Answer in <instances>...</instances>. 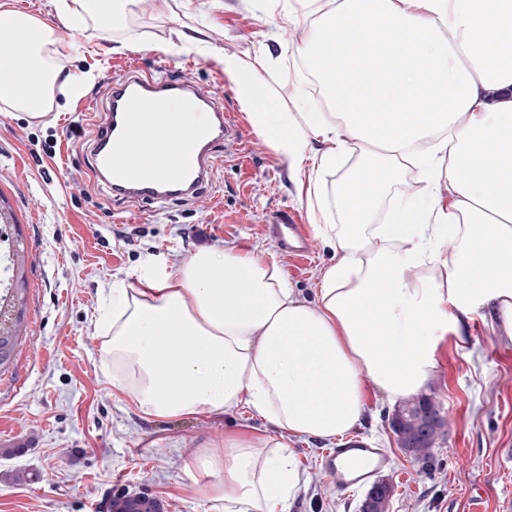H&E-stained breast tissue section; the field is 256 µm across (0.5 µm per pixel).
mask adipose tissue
<instances>
[{"mask_svg":"<svg viewBox=\"0 0 512 512\" xmlns=\"http://www.w3.org/2000/svg\"><path fill=\"white\" fill-rule=\"evenodd\" d=\"M136 4L57 0L77 31L121 28ZM262 4L269 25H306L297 55L327 111L292 120L236 56L224 57V74L296 169L323 179L360 147L333 204L343 223L315 227L336 260L311 303L248 251L203 249L175 273L148 260L111 287L103 352L113 385L132 386L146 414L245 406L288 434L333 440L361 424L368 388L392 402L425 390L441 342L464 340L467 318H490L512 339V0ZM0 33L19 40L0 57V103L33 113L58 80L50 54L72 45L6 7ZM316 138L331 149L317 154ZM409 168L424 194L389 197ZM330 207L318 205L320 216ZM196 467L224 512H288L301 485L287 445H257L245 426Z\"/></svg>","mask_w":512,"mask_h":512,"instance_id":"ef3b65f1","label":"adipose tissue"}]
</instances>
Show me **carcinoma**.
I'll return each mask as SVG.
<instances>
[{
  "label": "carcinoma",
  "mask_w": 512,
  "mask_h": 512,
  "mask_svg": "<svg viewBox=\"0 0 512 512\" xmlns=\"http://www.w3.org/2000/svg\"><path fill=\"white\" fill-rule=\"evenodd\" d=\"M11 269L16 271L15 280L9 283L5 293H0V345L9 343L15 350L20 335L21 305L27 294L24 259L18 252L12 253ZM443 426L439 409L427 396L404 401L391 418V427L401 448L420 460L430 458Z\"/></svg>",
  "instance_id": "obj_1"
}]
</instances>
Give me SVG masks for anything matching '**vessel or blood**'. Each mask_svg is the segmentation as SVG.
I'll return each instance as SVG.
<instances>
[{"mask_svg": "<svg viewBox=\"0 0 512 512\" xmlns=\"http://www.w3.org/2000/svg\"><path fill=\"white\" fill-rule=\"evenodd\" d=\"M108 106L102 137L94 153V175L119 198L146 199L156 204L200 198L213 181L221 160L218 148L234 141L238 125L234 113L219 106L207 87L184 76L166 72L131 71L110 79ZM203 119L206 132L202 139L178 142L174 151L177 163L165 170L142 161L148 144L134 122L137 113L160 112L165 104ZM277 247L305 257L308 238L303 225L275 224L271 227ZM390 458L384 449L352 439L330 451L323 468L333 476L338 489L347 491L363 486L369 478L385 469ZM112 512H167L166 503L153 495L120 491L114 494Z\"/></svg>", "mask_w": 512, "mask_h": 512, "instance_id": "vessel-or-blood-1", "label": "vessel or blood"}]
</instances>
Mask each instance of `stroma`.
Returning <instances> with one entry per match:
<instances>
[{"label": "stroma", "instance_id": "stroma-1", "mask_svg": "<svg viewBox=\"0 0 512 512\" xmlns=\"http://www.w3.org/2000/svg\"><path fill=\"white\" fill-rule=\"evenodd\" d=\"M257 0H138L125 29L92 23L69 31L76 49L60 57L62 75L92 72L86 88L95 109L57 83L39 117L0 104V206L13 215L1 230L23 239L27 298L20 344L0 374V512H108L114 491H146L168 512H221L201 491L207 476L192 465L202 449L223 441L235 423L260 438L283 440L302 476L289 512H358L364 490L339 493L322 469L328 441L292 436L241 409L230 414L159 417L141 412L129 389L103 373L99 317L104 290L138 272L154 256L180 269L196 251H251L279 268L303 299L332 262L310 235L302 258L274 248L265 227L291 213L312 226L316 199L254 129L220 63L234 54L255 70L281 111L299 116L307 89L294 68L299 26L279 21L263 38ZM186 72L235 113L239 138L224 148L211 186L196 200L115 204L92 173L107 97L101 86L130 70ZM471 338L448 337L427 389L445 420L429 461L399 447L390 426L393 403L368 389L356 436L386 448L393 485L388 512H497L512 496V341L475 319Z\"/></svg>", "mask_w": 512, "mask_h": 512}]
</instances>
